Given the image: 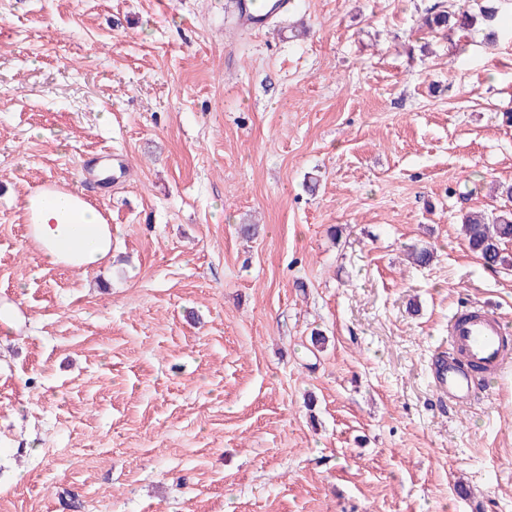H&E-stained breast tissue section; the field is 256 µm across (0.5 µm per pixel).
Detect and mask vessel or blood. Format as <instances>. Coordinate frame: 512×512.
<instances>
[{"label": "vessel or blood", "mask_w": 512, "mask_h": 512, "mask_svg": "<svg viewBox=\"0 0 512 512\" xmlns=\"http://www.w3.org/2000/svg\"><path fill=\"white\" fill-rule=\"evenodd\" d=\"M268 21L256 0H239L236 23L240 28L255 31ZM448 343L451 354L441 353L433 360L432 384L441 397L452 402H463L472 396V367L494 374L512 358V337L502 318L482 307L449 318Z\"/></svg>", "instance_id": "1"}]
</instances>
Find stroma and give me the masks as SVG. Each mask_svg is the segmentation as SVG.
I'll list each match as a JSON object with an SVG mask.
<instances>
[{"instance_id": "stroma-1", "label": "stroma", "mask_w": 512, "mask_h": 512, "mask_svg": "<svg viewBox=\"0 0 512 512\" xmlns=\"http://www.w3.org/2000/svg\"><path fill=\"white\" fill-rule=\"evenodd\" d=\"M450 1L254 33L235 0H0V512H512V361L461 408L430 378L459 307L512 327L461 227L512 203V0L424 28ZM46 182L111 224L93 273L29 239Z\"/></svg>"}]
</instances>
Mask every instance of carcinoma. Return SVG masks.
<instances>
[{"instance_id":"cac0c4a2","label":"carcinoma","mask_w":512,"mask_h":512,"mask_svg":"<svg viewBox=\"0 0 512 512\" xmlns=\"http://www.w3.org/2000/svg\"><path fill=\"white\" fill-rule=\"evenodd\" d=\"M495 8L482 6L479 16L460 14L458 28L466 30L478 20L491 21ZM469 249L482 261L484 267L495 269L508 266L512 261L505 255L506 244L512 243V210H501L485 214L470 212L465 215L463 224Z\"/></svg>"}]
</instances>
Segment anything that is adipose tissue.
<instances>
[{
  "label": "adipose tissue",
  "instance_id": "ef3b65f1",
  "mask_svg": "<svg viewBox=\"0 0 512 512\" xmlns=\"http://www.w3.org/2000/svg\"><path fill=\"white\" fill-rule=\"evenodd\" d=\"M24 211L48 264L88 274L111 256L112 227L83 197L38 188L27 196Z\"/></svg>",
  "mask_w": 512,
  "mask_h": 512
}]
</instances>
